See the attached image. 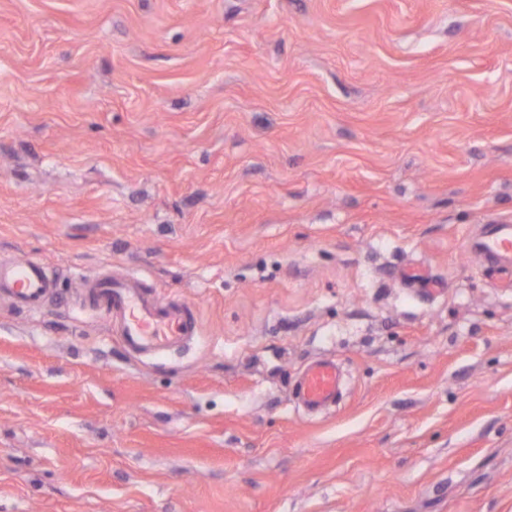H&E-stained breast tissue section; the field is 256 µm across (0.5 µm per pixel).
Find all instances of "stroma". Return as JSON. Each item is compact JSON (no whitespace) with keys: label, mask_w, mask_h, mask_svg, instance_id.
<instances>
[{"label":"stroma","mask_w":512,"mask_h":512,"mask_svg":"<svg viewBox=\"0 0 512 512\" xmlns=\"http://www.w3.org/2000/svg\"><path fill=\"white\" fill-rule=\"evenodd\" d=\"M509 219L512 0H0V261L55 285L0 299V512H512ZM107 272L197 336L128 352ZM464 250L486 260V272L497 283L512 288V221L484 224L476 235L463 239ZM53 283L37 259L0 262V296H8L17 306L28 310L42 307ZM341 385V369L333 358L309 363L296 377L293 399L309 414H317L336 403Z\"/></svg>","instance_id":"obj_1"}]
</instances>
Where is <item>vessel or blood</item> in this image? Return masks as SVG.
<instances>
[{
	"label": "vessel or blood",
	"mask_w": 512,
	"mask_h": 512,
	"mask_svg": "<svg viewBox=\"0 0 512 512\" xmlns=\"http://www.w3.org/2000/svg\"><path fill=\"white\" fill-rule=\"evenodd\" d=\"M464 249L480 254L486 272L497 283L512 286V221L485 225L463 240ZM53 284L36 259L0 262V295L17 306L36 310L48 298ZM89 288L94 302L120 326L123 345L132 352H158L177 346L196 333L190 307L165 304L143 292L136 277L103 276ZM341 385V369L335 359L309 363L296 377L292 396L306 412L317 414L335 404Z\"/></svg>",
	"instance_id": "1"
}]
</instances>
